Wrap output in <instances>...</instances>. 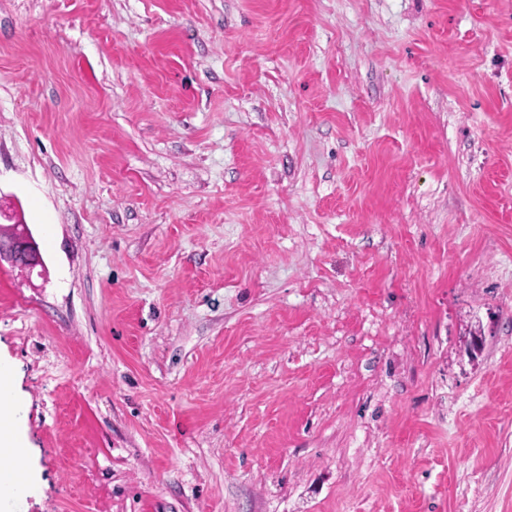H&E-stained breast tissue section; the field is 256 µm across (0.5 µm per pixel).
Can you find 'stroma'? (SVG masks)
I'll use <instances>...</instances> for the list:
<instances>
[{"label": "stroma", "instance_id": "35a3bbf8", "mask_svg": "<svg viewBox=\"0 0 512 512\" xmlns=\"http://www.w3.org/2000/svg\"><path fill=\"white\" fill-rule=\"evenodd\" d=\"M0 199L15 512H512V0H0ZM8 227L10 235L3 237L1 231L4 225H0V263L7 260L29 270L42 266L39 248L26 228V224H19L17 220Z\"/></svg>", "mask_w": 512, "mask_h": 512}]
</instances>
